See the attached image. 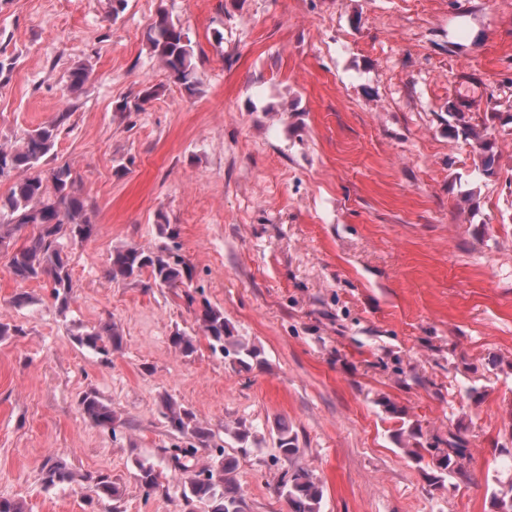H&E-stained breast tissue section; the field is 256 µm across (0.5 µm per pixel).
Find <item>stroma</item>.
Segmentation results:
<instances>
[{
  "label": "stroma",
  "instance_id": "obj_1",
  "mask_svg": "<svg viewBox=\"0 0 512 512\" xmlns=\"http://www.w3.org/2000/svg\"><path fill=\"white\" fill-rule=\"evenodd\" d=\"M188 29L200 91L149 52L158 9ZM0 142L68 118L54 156L77 174L97 233L66 247V311L48 280L17 283L0 253V497L27 512H182L163 398L191 409L238 460L251 512H289L272 439L240 448L224 425L284 419L323 512H491L512 479V0H0ZM91 84L73 98L70 68ZM151 85L138 111L115 105ZM463 111L495 154L482 175ZM177 225L185 288L112 280L109 257ZM26 293L27 303L13 298ZM209 301L264 362L212 353L188 298ZM114 322L110 361L74 337ZM196 339L183 356L171 338ZM111 404L114 429L78 407ZM402 409L433 447L467 442L466 477L432 485L400 450ZM165 472L145 492L134 460ZM63 462L67 486L43 483ZM104 473L121 496L98 498ZM448 117V133L454 137L460 135L464 140H474L477 144L479 152L481 171L486 176H492L495 173V157L492 152V145L483 139L475 127L464 121V115L461 112H449Z\"/></svg>",
  "mask_w": 512,
  "mask_h": 512
}]
</instances>
